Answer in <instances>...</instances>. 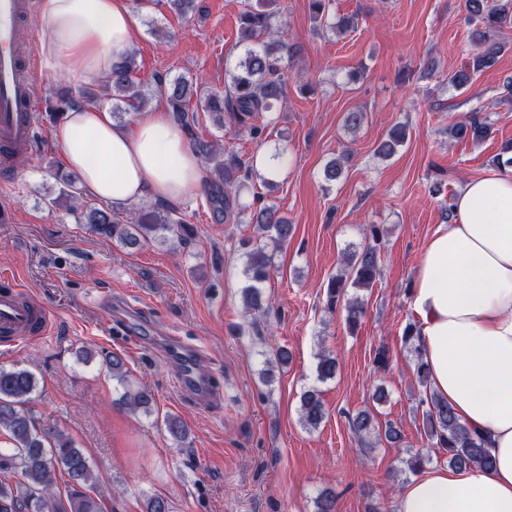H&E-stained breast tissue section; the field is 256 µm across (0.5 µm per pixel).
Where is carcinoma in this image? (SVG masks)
<instances>
[{"label": "carcinoma", "instance_id": "carcinoma-1", "mask_svg": "<svg viewBox=\"0 0 512 512\" xmlns=\"http://www.w3.org/2000/svg\"><path fill=\"white\" fill-rule=\"evenodd\" d=\"M266 6V0H258L240 14L238 44L242 54L228 71L229 81L223 97L205 93L197 81L183 76L168 82L158 80L157 89L165 96L173 120L187 133H192L196 123V114L189 108L195 97L204 100L205 111L217 127L230 124L242 128L255 140L263 137L265 126L257 124V119L264 112L275 111L282 102L288 72L281 63L298 52L297 46L288 44L279 35L278 27L272 22L274 12ZM466 7L479 28L471 35L474 48L468 64L449 74L448 83L458 90L470 86L478 73L497 63L504 44L493 36L501 28L512 25V0H497L493 6L488 5V0H466ZM135 70V59L127 53L104 75L101 88L112 95V117L118 120L126 113L142 111L146 103V93L142 84L135 80ZM491 134L487 118L477 110L448 125L449 137L459 141H482ZM406 137L407 125H395L377 148V155L383 159L394 156L405 144ZM190 147L209 168L211 181L207 199L216 219L228 224L248 222L254 225L257 239L240 242L245 258L242 298L247 310L263 312L266 306L262 288L271 267L267 248L275 251L288 243L294 227L280 214L279 208L264 202L257 191L253 193L251 204L241 203L243 193L251 191L257 176L254 157L194 136ZM346 162L344 157L329 161L324 168L325 181H336ZM49 176L58 183V192H46V205L54 207L62 199L69 201L68 213L75 223L87 224L96 234L117 239L127 247H135L148 239L165 242L167 235L176 236L184 230L177 211L160 203L139 210L133 223L123 224L112 209L84 201L73 179H61L59 171L52 169ZM382 239V229L371 225L368 242L346 251L342 270L327 283V309L333 311L344 306L346 322L351 328L357 327L365 309L358 297L348 296V289H369L375 285L381 270ZM419 332L418 324L408 323L402 341L415 354L413 375L423 388L418 406L422 408L424 431L431 447L447 455L450 468H492L494 459L488 437L462 424L448 402L431 391L419 347ZM289 360L287 350L277 349L275 362L267 363L261 372L263 382L271 384L274 364L283 365ZM105 363L112 379L124 389L119 404L132 412L151 413L154 393L147 387L134 389L128 384L124 358L114 353L106 356ZM337 368L335 357L326 352L319 354L316 380L323 383L334 378ZM36 388L37 380L32 371L0 367V436L6 437L9 444L7 448H0V512H101L100 503L90 494L95 477L83 451L65 435L37 428L34 414L28 408ZM300 413L301 423L310 428L318 427L325 418L317 387L303 392ZM166 426L177 446L185 445L189 433L183 422L169 417ZM350 427L364 447L381 439L397 448L403 444L400 430L391 423L380 424L368 410H360L352 416ZM58 472L68 477L64 499L55 493Z\"/></svg>", "mask_w": 512, "mask_h": 512}]
</instances>
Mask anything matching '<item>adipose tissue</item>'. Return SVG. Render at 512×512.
Masks as SVG:
<instances>
[{
  "label": "adipose tissue",
  "mask_w": 512,
  "mask_h": 512,
  "mask_svg": "<svg viewBox=\"0 0 512 512\" xmlns=\"http://www.w3.org/2000/svg\"><path fill=\"white\" fill-rule=\"evenodd\" d=\"M44 45L72 78L108 72L132 44L129 0H41ZM84 192L122 209L144 197L179 201L209 174L161 105L133 126L88 106L52 131ZM454 224L437 231L420 258L414 305L421 318L429 385L471 430L486 434L496 464L435 469L399 496L398 512H512V176L468 180Z\"/></svg>",
  "instance_id": "ef3b65f1"
}]
</instances>
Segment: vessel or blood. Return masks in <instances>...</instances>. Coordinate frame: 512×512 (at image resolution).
<instances>
[{"label":"vessel or blood","instance_id":"obj_1","mask_svg":"<svg viewBox=\"0 0 512 512\" xmlns=\"http://www.w3.org/2000/svg\"><path fill=\"white\" fill-rule=\"evenodd\" d=\"M26 24L24 0H0V142L20 153L28 151L34 138L40 106L36 63L20 53ZM51 328L49 314L27 297L21 283L10 280L0 291V335L20 344L42 338ZM164 353L176 367L179 387L202 385L198 347L174 337Z\"/></svg>","mask_w":512,"mask_h":512}]
</instances>
